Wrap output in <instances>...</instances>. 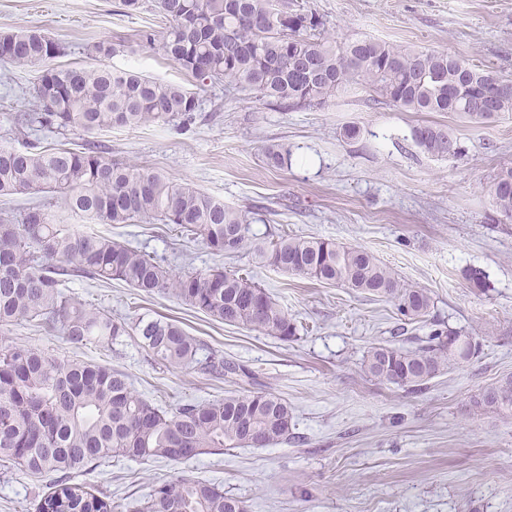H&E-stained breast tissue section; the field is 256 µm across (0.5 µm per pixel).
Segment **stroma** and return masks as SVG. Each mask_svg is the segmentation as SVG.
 I'll list each match as a JSON object with an SVG mask.
<instances>
[{
	"label": "stroma",
	"mask_w": 512,
	"mask_h": 512,
	"mask_svg": "<svg viewBox=\"0 0 512 512\" xmlns=\"http://www.w3.org/2000/svg\"><path fill=\"white\" fill-rule=\"evenodd\" d=\"M336 40L371 38L447 51L512 80V0H304ZM126 12L122 0H0V35L40 29L62 49L55 62L90 64L88 49L107 39L120 50L109 66L194 87L195 81L140 31L163 36L154 0ZM42 65L0 62V144L22 147L9 118L27 110ZM193 122H160L95 135L113 161L158 171L226 206L249 213V247L214 254L172 225L98 224L69 212L48 194L0 197V215L43 205L50 219L80 232H100L156 257L173 274L250 271L304 325L282 342L262 332L214 321L169 294L148 295L119 281L66 280L73 301L128 323L168 318L211 354L252 370L261 389L293 410L291 441L266 448L205 453L181 464L120 459L76 473L75 483L136 506L153 484L180 475L222 486L247 512H512V418L476 413L477 389L512 374V221L493 209L486 187L512 166V113L471 122L452 112H406L361 88L297 110L260 101L225 83L200 93ZM422 124L453 130L456 158L421 152L411 131ZM360 134L350 139L349 126ZM287 149L286 167L267 166L264 150ZM317 237L371 252L399 279L426 288L429 318L474 337L479 352L418 393L362 370L370 347H418L426 334L402 331L393 302L334 284L253 264L250 246L277 236ZM486 276L471 287L467 269ZM0 341L40 349L59 360L101 363L126 373L138 394L175 410L224 399L241 382L200 368L159 363L138 337L75 346L61 331L16 325ZM50 477L0 469V512H27Z\"/></svg>",
	"instance_id": "35a3bbf8"
}]
</instances>
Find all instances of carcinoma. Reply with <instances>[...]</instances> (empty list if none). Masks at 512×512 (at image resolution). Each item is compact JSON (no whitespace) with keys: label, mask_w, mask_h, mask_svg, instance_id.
<instances>
[{"label":"carcinoma","mask_w":512,"mask_h":512,"mask_svg":"<svg viewBox=\"0 0 512 512\" xmlns=\"http://www.w3.org/2000/svg\"><path fill=\"white\" fill-rule=\"evenodd\" d=\"M155 7L168 22L160 50L201 89L222 79L271 104L302 109L326 103L339 89L362 86L407 112H455L471 120L512 112V80L445 51L371 39L338 42L324 35L315 12L289 0H156ZM118 51L100 40L89 48L96 65L47 66L33 87L32 108L13 122L14 129H76L91 136L114 126L193 120L198 93L103 64ZM60 54L39 30L0 36V61L15 67ZM490 94L497 110L476 111L477 100ZM411 139L437 159L448 157L451 144L457 146L454 156L462 154L457 137L443 127L416 126ZM264 157L270 167L288 163V152L279 147H268ZM487 191L496 211L512 220V167L501 169ZM30 193L57 194L67 209L101 224H172L218 254L235 253L246 242V212L159 172L114 162L91 145L82 151L31 141L21 148L0 146V196ZM253 255L263 266L385 297L409 324L427 322L428 291L400 280L363 248L282 235L254 246ZM72 273L121 281L148 295L170 293L216 321L286 343L297 340V324L251 278L218 268L176 276L109 236L51 222L39 206L26 208L17 221L0 220V328H58L74 345L111 344L133 331L168 366L198 363L196 339L172 321H140L131 329L110 313L72 301L63 291L64 277ZM478 348L457 330L433 328L415 349L370 347L364 368L418 393L471 360ZM201 369L229 378L241 371L219 356ZM469 405L474 412L512 418V375L475 391ZM292 421L288 402L270 391L247 390L169 412L143 399L123 372L106 364L61 363L23 344L0 345V467L54 475L36 512H114L112 496L86 491L71 482V474L116 457L180 463L207 451L267 447L288 440ZM136 512H246V505L215 483L178 478L156 483Z\"/></svg>","instance_id":"cac0c4a2"}]
</instances>
